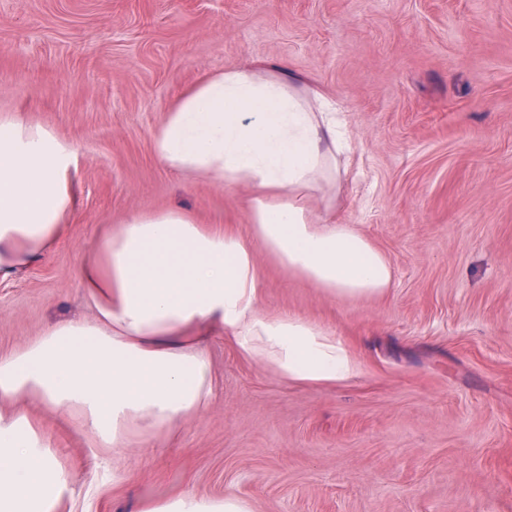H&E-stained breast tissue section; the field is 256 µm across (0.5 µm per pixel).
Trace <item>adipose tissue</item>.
Instances as JSON below:
<instances>
[{
  "mask_svg": "<svg viewBox=\"0 0 512 512\" xmlns=\"http://www.w3.org/2000/svg\"><path fill=\"white\" fill-rule=\"evenodd\" d=\"M170 170L248 185L242 232L211 231L183 210L136 215L110 228L78 270L91 320H63L0 357V400L51 408L115 458L158 448L183 418L219 395L207 348L228 337L249 360L297 383L350 380L345 345L294 317L260 313L257 253L335 298L383 294L385 255L348 224L313 223L296 197L341 185L348 122L299 78L242 67L213 74L168 110L153 134ZM76 154L51 131L0 116V278L50 254L76 208ZM68 471L22 410L0 413V512H59ZM137 512H250L228 492L141 501Z\"/></svg>",
  "mask_w": 512,
  "mask_h": 512,
  "instance_id": "1",
  "label": "adipose tissue"
}]
</instances>
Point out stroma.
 <instances>
[{
    "label": "stroma",
    "mask_w": 512,
    "mask_h": 512,
    "mask_svg": "<svg viewBox=\"0 0 512 512\" xmlns=\"http://www.w3.org/2000/svg\"><path fill=\"white\" fill-rule=\"evenodd\" d=\"M277 68L345 112L350 174L321 219L388 259L341 300L258 254L259 307L340 339L357 373L293 384L208 349L223 395L122 460L20 400L70 473L61 512L233 491L252 512H512V0H0V115L77 157L67 233L0 281V356L96 315L78 270L134 215L244 231L246 185L168 169L152 135L199 79Z\"/></svg>",
    "instance_id": "35a3bbf8"
}]
</instances>
